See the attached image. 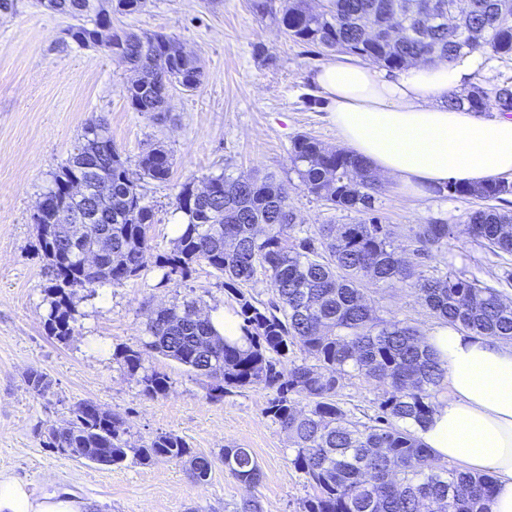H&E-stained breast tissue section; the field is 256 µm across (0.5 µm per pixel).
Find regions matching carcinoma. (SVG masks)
<instances>
[{"instance_id": "cac0c4a2", "label": "carcinoma", "mask_w": 512, "mask_h": 512, "mask_svg": "<svg viewBox=\"0 0 512 512\" xmlns=\"http://www.w3.org/2000/svg\"><path fill=\"white\" fill-rule=\"evenodd\" d=\"M47 9L75 20L69 40L80 45L112 14L141 12L146 0H47ZM408 0H326L321 8L309 0H283L273 12L269 0H253L254 11L274 14L288 37L358 56L387 69L418 61L452 63L476 50L512 59V13L496 16V0L483 5L469 27L490 25L480 41L461 49L444 22L423 26L424 16L440 0H418V10L390 31L371 35L388 15L402 12ZM164 34L114 31L108 53L136 74L123 87L130 107L160 115L176 85L191 92L200 85V60L172 50ZM478 112L512 111V87L487 92L474 86L448 95V106ZM112 145L103 119L83 128L81 142L53 174L33 221L38 251L50 273L46 288L45 326L61 342L74 333L72 296L121 285L137 277L154 258L161 282L179 284L192 266L206 263L224 279L236 299L240 339L219 333L210 316L198 314L197 300L183 298L159 309L146 325L147 340L136 348L117 347L114 360L138 377L142 393H166L170 378L149 366L156 355L168 357L211 381L208 398L219 401L233 388L260 385L270 391L265 413L286 434L289 461L313 493L300 512H486L493 478L450 469L433 457L418 436L435 404L448 388V370L428 335L416 325L380 314L375 290L401 284L420 295L430 314L464 332L494 336L512 343V300L489 280L452 271L426 273L425 260L448 247L451 224H383L373 215L380 186L368 164L349 150L323 145L308 134L297 135L288 149L299 187L332 210L361 216L353 224L304 226L288 204V185L272 174L237 177L211 174L202 185L190 180L175 195L173 212L181 215L170 252L151 256L150 228L154 208L145 202L143 184L168 180L170 153L161 146L144 152L136 164L117 150L96 170L85 168L84 155ZM84 179L107 196V241L98 246L95 265H87L73 248L92 246L95 225L64 223L61 212L76 207L66 200L65 184ZM448 193L460 198L500 201L512 195V182L496 180L478 186L448 182ZM463 233L497 259L512 255V214L493 206L468 215ZM406 240L405 248L395 246ZM263 275L272 298L256 299L248 287ZM300 356H295V353ZM362 377L374 384V415L355 417L340 391ZM38 396L50 388L46 373L27 374ZM43 446L93 448L86 457L120 466L127 460L148 465L157 458L186 462L193 477L209 476L214 459L193 453L185 440L158 434L138 447L129 445L125 420L90 400L78 403L70 419L48 430ZM224 472L244 485H256L262 472L249 448H224Z\"/></svg>"}]
</instances>
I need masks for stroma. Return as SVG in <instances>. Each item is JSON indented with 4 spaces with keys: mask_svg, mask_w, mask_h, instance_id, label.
Listing matches in <instances>:
<instances>
[{
    "mask_svg": "<svg viewBox=\"0 0 512 512\" xmlns=\"http://www.w3.org/2000/svg\"><path fill=\"white\" fill-rule=\"evenodd\" d=\"M70 23L37 0H12L0 10V465L32 496L68 491L91 502L92 512H233L250 497L264 512H300L312 489L288 461L285 434L264 413L268 390L237 388L214 402L207 397L208 379L156 356L151 364L167 373L170 387L151 399L112 358L115 347L140 345L149 315L186 293L200 300L203 312L236 311L221 277L199 264L185 285H166L150 267L123 285L77 292L75 332L62 343L45 327L49 280L32 215L85 124L101 118L129 162L158 145L173 157L169 180L146 188L156 213L150 230L155 253L173 246L172 202L181 184L211 174L275 173L291 184L297 223H352V213L327 209L295 186L288 159L291 140L301 133L327 146L340 143L331 102L314 80L334 54L286 37L273 18L253 12L251 0H149L142 13L113 15V27L173 36L204 66L195 91L172 89L167 112L152 117L130 108L123 87L132 74L124 66L102 49L62 43ZM380 185L374 209L383 223L455 225L447 250L432 264L481 275L479 249L462 231L477 200L443 188L417 199L386 176ZM375 300L384 314L425 331L439 325L412 289L396 285ZM32 369L51 381L44 395L26 384ZM84 400L123 416L135 446L173 433L201 455L249 448L262 479L245 486L218 464L195 482L182 463L165 458L102 469L44 448V431L69 419Z\"/></svg>",
    "mask_w": 512,
    "mask_h": 512,
    "instance_id": "obj_1",
    "label": "stroma"
}]
</instances>
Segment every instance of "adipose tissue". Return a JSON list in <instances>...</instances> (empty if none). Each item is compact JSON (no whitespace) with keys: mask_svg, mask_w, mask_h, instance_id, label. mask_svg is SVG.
<instances>
[{"mask_svg":"<svg viewBox=\"0 0 512 512\" xmlns=\"http://www.w3.org/2000/svg\"><path fill=\"white\" fill-rule=\"evenodd\" d=\"M473 58L383 70L341 55L315 81L332 103L342 141L409 194L429 195L454 180L480 185L512 175V117L449 108V90L467 84ZM448 368L449 394L421 430L436 457L492 474L489 512H512V344L449 326L430 335ZM56 492L31 497L0 467V512H88Z\"/></svg>","mask_w":512,"mask_h":512,"instance_id":"obj_1","label":"adipose tissue"}]
</instances>
